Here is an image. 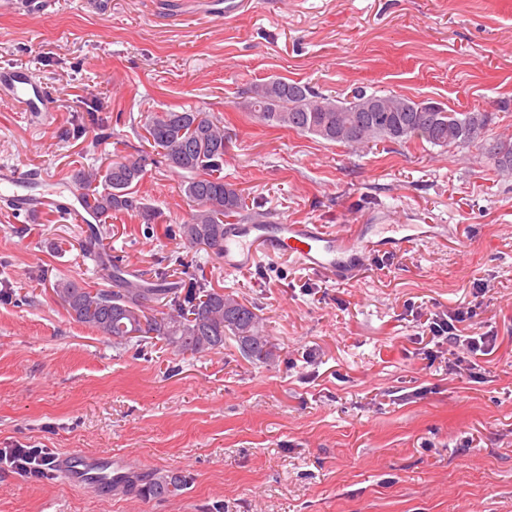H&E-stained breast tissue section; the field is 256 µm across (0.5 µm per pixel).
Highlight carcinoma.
I'll list each match as a JSON object with an SVG mask.
<instances>
[{
	"label": "carcinoma",
	"mask_w": 512,
	"mask_h": 512,
	"mask_svg": "<svg viewBox=\"0 0 512 512\" xmlns=\"http://www.w3.org/2000/svg\"><path fill=\"white\" fill-rule=\"evenodd\" d=\"M250 112L259 121L308 133L351 148L378 143H422L442 148L481 150L499 172L512 171V138L490 140L480 112H452L436 102L414 101L403 95L380 96L357 88L339 101L306 83L271 78L247 89ZM145 139L160 149L166 165L190 174L185 192L194 211L178 227L191 247L205 246L221 254L224 221L245 211V198L235 184L224 181V124L206 112L183 109L150 112L145 116ZM145 175L142 155L128 154L102 172L76 169L72 180L86 190L89 208L101 217L131 212L145 224L155 223V212L135 194ZM101 270L110 283L90 294L71 279H60L53 291L76 322L99 332L112 345L153 336L178 355H194L224 346L233 337L249 359L272 363L277 347L264 333L254 308L222 289H182L180 281L160 274L153 281L126 277L119 261L106 254ZM165 298L166 312H151L149 302ZM188 477L158 475L146 484L155 498L175 496Z\"/></svg>",
	"instance_id": "cac0c4a2"
}]
</instances>
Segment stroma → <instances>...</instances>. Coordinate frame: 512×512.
<instances>
[{
  "mask_svg": "<svg viewBox=\"0 0 512 512\" xmlns=\"http://www.w3.org/2000/svg\"><path fill=\"white\" fill-rule=\"evenodd\" d=\"M60 0L31 15L0 0V68L47 83L55 109L0 98V166L64 193L74 170L146 155L136 192L154 224L116 212L99 249L146 278L203 279L255 306L278 348L266 365L233 339L177 355L113 347L53 286L105 287L86 227L0 206V448L108 453L179 495L115 493L0 468V512H512V174L473 149L361 151L262 124L246 88L272 77L336 99L361 87L488 112L512 135V0ZM224 122V179L249 210L294 224H431L429 241L377 251L354 283L263 256L243 273L177 226L184 175L143 142L150 112ZM473 307L495 336L478 379L427 358V317ZM188 484L186 475L172 473L158 475L146 484V491L155 498H167L175 496Z\"/></svg>",
  "mask_w": 512,
  "mask_h": 512,
  "instance_id": "stroma-1",
  "label": "stroma"
}]
</instances>
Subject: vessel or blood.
Returning a JSON list of instances; mask_svg holds the SVG:
<instances>
[{
    "label": "vessel or blood",
    "instance_id": "obj_1",
    "mask_svg": "<svg viewBox=\"0 0 512 512\" xmlns=\"http://www.w3.org/2000/svg\"><path fill=\"white\" fill-rule=\"evenodd\" d=\"M0 97L17 103L26 112H49L53 109L52 93L47 84L30 71H0ZM65 200L59 201L32 192L29 175L19 171L0 172V196L11 204L16 215L35 219L40 210L53 207L63 217L79 224L87 223L82 211L81 193L68 186ZM401 224H360L346 232L326 224H292L282 220L270 222L260 217L244 224H229L224 233V269L242 272L250 269L257 252L292 257L305 270L339 282L355 280L367 265L373 249L371 233H403ZM109 455L71 456L61 471L68 480L83 483L90 477L110 470Z\"/></svg>",
    "mask_w": 512,
    "mask_h": 512
}]
</instances>
